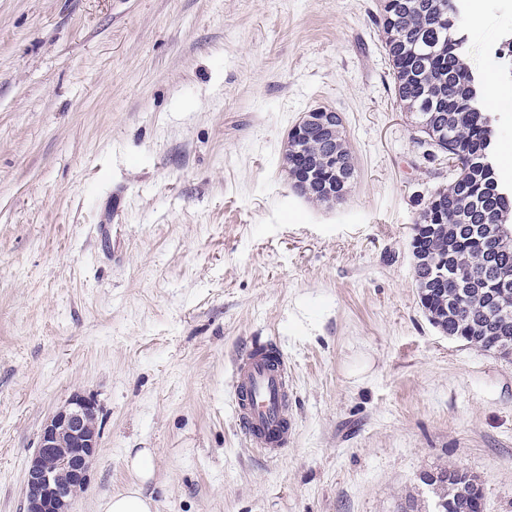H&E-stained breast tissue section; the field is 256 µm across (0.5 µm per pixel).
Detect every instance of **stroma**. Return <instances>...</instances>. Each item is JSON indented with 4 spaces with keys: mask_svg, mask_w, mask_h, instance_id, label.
<instances>
[{
    "mask_svg": "<svg viewBox=\"0 0 512 512\" xmlns=\"http://www.w3.org/2000/svg\"><path fill=\"white\" fill-rule=\"evenodd\" d=\"M380 0H0V512L73 394L100 446L70 512L153 451L156 512H431L422 473L512 512V361L441 333L412 228L448 161L392 92ZM468 58L512 156V0H464ZM338 112L357 176L309 201L282 146ZM288 359L278 458L244 437L232 369Z\"/></svg>",
    "mask_w": 512,
    "mask_h": 512,
    "instance_id": "35a3bbf8",
    "label": "stroma"
}]
</instances>
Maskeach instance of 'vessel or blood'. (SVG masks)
Listing matches in <instances>:
<instances>
[{
  "label": "vessel or blood",
  "mask_w": 512,
  "mask_h": 512,
  "mask_svg": "<svg viewBox=\"0 0 512 512\" xmlns=\"http://www.w3.org/2000/svg\"><path fill=\"white\" fill-rule=\"evenodd\" d=\"M233 389L240 427L250 441L270 456L288 444V361L264 342L253 343L234 366Z\"/></svg>",
  "instance_id": "b4317fda"
}]
</instances>
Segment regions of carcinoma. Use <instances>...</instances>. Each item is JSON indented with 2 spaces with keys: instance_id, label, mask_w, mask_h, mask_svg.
<instances>
[{
  "instance_id": "carcinoma-1",
  "label": "carcinoma",
  "mask_w": 512,
  "mask_h": 512,
  "mask_svg": "<svg viewBox=\"0 0 512 512\" xmlns=\"http://www.w3.org/2000/svg\"><path fill=\"white\" fill-rule=\"evenodd\" d=\"M462 11V0H391L390 19L380 13L377 24L396 101L416 117L419 143L452 162L448 185L433 193L439 208L427 202L417 220L438 225L419 245L421 305L441 332L491 351L512 341V288H499L512 280V192L495 164L492 119L480 108L481 79L467 62ZM351 160L339 115L331 134L287 136L285 171L294 183L297 170L308 171L313 202L345 200L355 177ZM443 262L456 266L461 283L434 279ZM433 475L440 512H482L477 476L454 466Z\"/></svg>"
}]
</instances>
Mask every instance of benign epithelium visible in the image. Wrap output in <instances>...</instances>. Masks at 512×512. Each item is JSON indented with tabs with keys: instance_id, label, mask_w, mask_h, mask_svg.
Returning <instances> with one entry per match:
<instances>
[{
	"instance_id": "benign-epithelium-1",
	"label": "benign epithelium",
	"mask_w": 512,
	"mask_h": 512,
	"mask_svg": "<svg viewBox=\"0 0 512 512\" xmlns=\"http://www.w3.org/2000/svg\"><path fill=\"white\" fill-rule=\"evenodd\" d=\"M332 115V110H311L295 124L293 132L304 136L324 127ZM97 415L94 400L75 394L47 420L28 461L24 512H67L72 488L85 484L95 460L100 432L90 421Z\"/></svg>"
}]
</instances>
